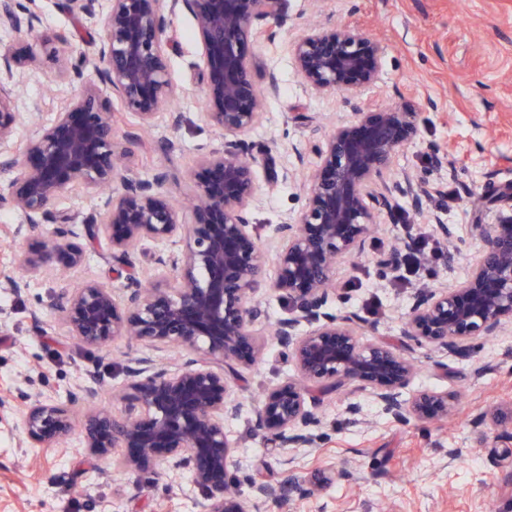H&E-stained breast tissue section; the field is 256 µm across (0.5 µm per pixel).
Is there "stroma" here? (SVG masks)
<instances>
[{
  "label": "stroma",
  "mask_w": 512,
  "mask_h": 512,
  "mask_svg": "<svg viewBox=\"0 0 512 512\" xmlns=\"http://www.w3.org/2000/svg\"><path fill=\"white\" fill-rule=\"evenodd\" d=\"M42 22L30 35L0 33V42L16 53H36L41 66L27 76L18 111L50 96L60 66L56 36L66 33L74 56L93 54L99 24L70 13L65 0H37ZM346 24L365 31L382 47L378 80L365 87L357 103L342 93L319 95L298 75L291 43L310 23ZM275 42L249 44L255 80L264 85L268 71L280 82L261 121L244 138L258 153L254 163L258 201L255 231L268 239L274 225L292 222L306 203L296 152L304 154V172L318 165L315 135L352 119L354 107L377 111L407 105L421 112L417 138L397 152L392 170L409 172L429 183L431 196L422 212L398 199L392 213L377 217V230L362 258L336 266L337 297L331 310L356 312L362 339L387 342L418 363L415 390H447L459 403L448 420L398 423L378 413L363 387L350 384L324 398L320 411V448H280L255 430V409L265 387L295 373L279 347L269 345L254 368H240L230 384L242 404L238 419L226 429L235 445L233 472L241 492L264 478L283 490L256 512H512V438L491 411L512 403V326L475 346L469 358L427 350L403 336L410 291L425 284L460 285L478 258L483 240L478 225L496 224L499 213L512 212V0H286L285 15L275 22ZM167 51L172 81L181 94L173 107L183 112L179 130L159 127L135 141L133 113L113 104L115 135L127 145L130 176L150 179L166 172L163 189L176 202L189 199L203 154L223 149L224 137L204 116V80L191 15L175 18ZM174 149H166L165 140ZM448 152L454 168L437 167L432 151ZM484 194L500 195L495 207L480 204ZM452 224L460 253L426 255L409 281L399 272L382 273L377 254L409 237L419 225L430 240L439 234L433 222ZM72 242L86 255L82 270L62 279L47 274L21 293L0 286V512H201L202 495L187 472L165 467L132 476L119 466L123 449L98 460L79 435L47 447L28 443L20 417L36 398L69 402L85 386L94 394L84 408L109 407L114 392L128 382L126 368L150 357L174 364L177 356L144 343L118 337L94 349L81 345L52 309L55 294L92 277L121 290L125 270L112 260L106 238L89 241L74 225ZM362 406L364 418L345 414L347 403ZM459 449L449 458V449ZM342 469L343 480L312 495L301 489L321 470Z\"/></svg>",
  "instance_id": "35a3bbf8"
}]
</instances>
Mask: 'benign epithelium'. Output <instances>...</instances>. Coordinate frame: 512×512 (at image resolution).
Segmentation results:
<instances>
[{"label": "benign epithelium", "mask_w": 512, "mask_h": 512, "mask_svg": "<svg viewBox=\"0 0 512 512\" xmlns=\"http://www.w3.org/2000/svg\"><path fill=\"white\" fill-rule=\"evenodd\" d=\"M99 2L66 0V8L95 19ZM106 2L104 34L92 58L72 61L69 39L57 36L63 60L59 83L81 79L83 86L62 96L46 119L38 103L30 112L15 106L21 80L38 66V57L0 48V169L16 172L0 187V206L24 216L13 232L18 276L5 277L7 286L19 293L44 274L83 265V251L70 241L76 217L56 209L74 192L96 193L119 183L83 223L90 237H108L112 258L122 264H132L140 243L176 238L185 243L178 252L153 257L156 269L173 274L171 282L150 271L131 275L118 301L112 285L88 279L53 300V309L84 346L102 347L127 336L181 356L173 369L148 357L136 360L119 395L121 415L108 407L84 415L85 447L98 458L114 448L133 449L121 462L128 473L145 472L160 461L191 473L203 495V512H249V504L277 498L279 490L265 482H251L247 498L231 491L234 445L224 429L241 413L226 371L263 361L268 341L257 330L265 318L260 298L271 293L289 306L272 335L296 376L264 390L255 427L279 447H319L321 404L312 384L334 389L357 383L396 421L448 419L453 394L407 392L416 364L385 342H362L355 313L329 310L336 264L366 252L377 215L391 211L398 198L408 199L415 211L426 205L428 189L421 179L408 172L386 177L401 146L417 137L420 113L408 107L378 112L358 107L353 121L324 137L317 147L320 163L308 176L305 207L292 222L272 229L275 275L269 279L268 250L251 222L257 187L246 157L254 147L239 135L259 122L268 97L278 92L272 73L264 89L258 88L247 44L260 37L275 40L277 31L259 22L284 14L286 0ZM180 12L196 23L205 116L224 134V149L198 162L201 175L189 224L163 190L166 173L151 179L123 174L126 150L112 128L114 99L135 114L144 132L157 128L162 116L173 129L183 123V113L170 108L178 89L167 59L168 32ZM40 21L36 0H0V29L32 33ZM381 54L379 42L350 26H313L292 45L297 73L310 89L340 91L354 101L377 81ZM88 66L93 76L85 80ZM101 85L110 96H101ZM42 118L38 138L17 137L26 120ZM44 224L53 230L29 241V233ZM482 233L484 247L462 285L413 290L403 316L407 340L468 358L474 341L512 323V214L499 216ZM406 248L400 241L376 263L391 272L399 250ZM21 427L30 444L47 447L74 432V414L66 404L38 398L22 415Z\"/></svg>", "instance_id": "obj_1"}]
</instances>
